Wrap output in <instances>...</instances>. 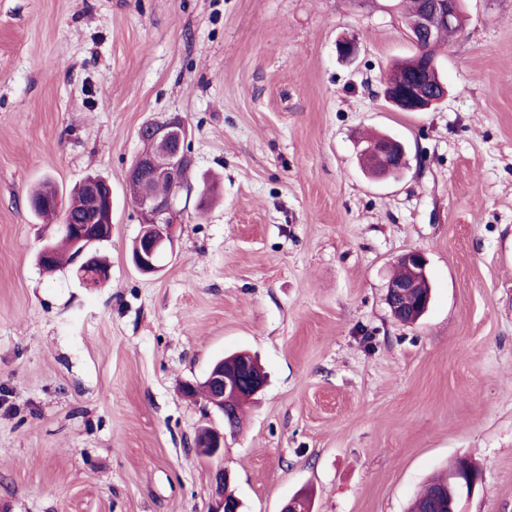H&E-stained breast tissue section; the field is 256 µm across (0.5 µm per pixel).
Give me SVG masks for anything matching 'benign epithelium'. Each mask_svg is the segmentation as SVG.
<instances>
[{
  "label": "benign epithelium",
  "mask_w": 512,
  "mask_h": 512,
  "mask_svg": "<svg viewBox=\"0 0 512 512\" xmlns=\"http://www.w3.org/2000/svg\"><path fill=\"white\" fill-rule=\"evenodd\" d=\"M420 13L409 24L407 35L416 49L418 68L415 79L408 85L385 89V98L402 112H426L436 108L448 96V86L441 79L438 53L442 46L441 31L460 25L461 0H423ZM149 133L154 151L139 153L132 162L127 177L144 185L143 195L135 202L141 230L137 250L132 252L133 266L143 275H155L162 270L160 258L172 253L176 246V225L188 207L192 188L158 194L148 187L151 181L163 180L175 172L193 166L191 130L185 117L176 113L150 125ZM369 153L374 176H399L406 165L404 145L386 136L372 144ZM91 224L73 223L69 230L73 239L76 264L86 270V279L104 285L111 279V268L96 264L90 247L112 236V186L100 177L86 179L79 184ZM409 274L404 278H390L386 301L392 315L404 323H414L427 311L431 291L426 261L418 250L399 258ZM239 365L234 371L224 369V360L216 361L201 382H187L183 395L191 398L201 393L206 402L222 415L224 424L233 420L237 405L255 399L266 387V377L251 371V354L237 353ZM225 429L205 428L198 434L194 447L199 454L213 457L224 448ZM452 478L471 486L477 474L465 461L457 463ZM231 477L220 471L215 477L214 495L221 512H239L241 504L230 489Z\"/></svg>",
  "instance_id": "1"
}]
</instances>
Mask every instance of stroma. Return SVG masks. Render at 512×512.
<instances>
[{
  "label": "stroma",
  "instance_id": "1",
  "mask_svg": "<svg viewBox=\"0 0 512 512\" xmlns=\"http://www.w3.org/2000/svg\"><path fill=\"white\" fill-rule=\"evenodd\" d=\"M463 6L447 99L398 112L387 70L415 48L385 0H0V512H214L221 469L242 512H407L461 458L458 512H512V0ZM172 113L219 200L144 276L127 171ZM370 131L405 144L399 179L362 171ZM90 174L101 288L39 268L55 227L28 203ZM410 250L414 325L385 300ZM238 350L268 384L206 458L222 420L180 385ZM398 260L408 269L409 274L404 278H390L386 301L397 320L415 323L427 311L431 299V290H425L431 288L426 275V261L423 253L418 250L409 251ZM403 266L398 265L394 276L405 274Z\"/></svg>",
  "mask_w": 512,
  "mask_h": 512
}]
</instances>
